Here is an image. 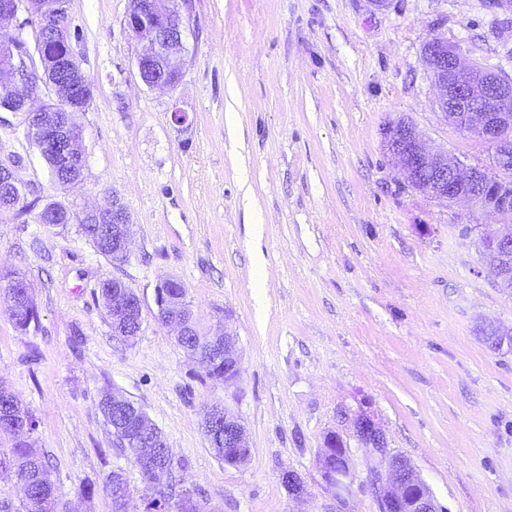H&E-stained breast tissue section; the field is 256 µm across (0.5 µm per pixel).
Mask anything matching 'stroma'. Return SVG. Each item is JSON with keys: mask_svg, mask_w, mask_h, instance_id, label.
Instances as JSON below:
<instances>
[{"mask_svg": "<svg viewBox=\"0 0 512 512\" xmlns=\"http://www.w3.org/2000/svg\"><path fill=\"white\" fill-rule=\"evenodd\" d=\"M192 4L183 77L157 90L137 72L130 0H67L71 47L93 84L80 183H52L22 114L0 112V160L19 159L28 198L74 214L116 198L133 224L115 263L76 224L0 210V268L26 280L39 314L22 331L0 302V385L32 413L59 499L112 512L111 472L144 486L98 406L114 387L162 431L183 488L216 512H336L317 454L341 430L338 412L362 406L448 512H512V349L490 350L481 335L512 324V294L470 230L496 221L409 187L382 137L402 118L488 164L487 144L438 114L421 49L439 35L512 76L506 12L485 0ZM113 277L143 306L129 343L97 298ZM170 279L202 325L234 333V394L202 384L159 319L155 291ZM224 401L249 434L238 467L214 456L201 426L204 407ZM287 471L302 498L284 486Z\"/></svg>", "mask_w": 512, "mask_h": 512, "instance_id": "obj_1", "label": "stroma"}]
</instances>
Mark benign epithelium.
<instances>
[{"label": "benign epithelium", "mask_w": 512, "mask_h": 512, "mask_svg": "<svg viewBox=\"0 0 512 512\" xmlns=\"http://www.w3.org/2000/svg\"><path fill=\"white\" fill-rule=\"evenodd\" d=\"M189 0H141L129 10L126 25L144 42L143 52L136 64L142 82L149 88L166 89L177 84L183 72L174 61L185 51L184 32L189 26ZM44 24L56 39L70 41L66 25V2L46 0ZM22 0H0V28L14 38V45L23 49L19 59L31 60L26 37L28 20L20 19ZM41 68L68 66L76 61L74 56L54 61L45 54L42 44H37ZM167 59L162 74L154 73L160 58ZM422 61L428 71L436 95L434 105L445 122L478 136L491 151L489 167L464 164L448 151L434 147L412 123L398 120L390 123L384 132V149L391 165L408 186L449 204H464L478 209L488 217H497L502 224L481 236V253L494 279L507 286V262L512 258V82L503 79L496 71L477 66L463 49L448 43L438 35L430 37L422 47ZM0 83L12 86L20 104L15 111L25 114L26 131L43 133V146L57 152L65 169H85L87 156L82 141L75 140L70 132L68 117L60 111L58 100L68 99L81 109L91 101L87 85L78 82L69 87L55 85L48 88L51 100L38 106L33 103L35 79L22 78L12 58L0 62ZM105 217L112 222V261H122L129 251L132 222L126 207L117 199L107 207H94L82 215H65V220L81 222L87 217ZM175 281L168 280L157 288L155 304L159 318L174 327L176 338L188 334L189 325L183 312L190 306H173L166 292ZM112 335L122 338L132 332L138 336L143 323L140 298H130L121 293L112 298ZM224 337V391L237 387L242 372V361L234 334L227 330L214 332ZM350 435L331 431L323 439V448L317 456L322 479L343 507L358 493L369 494L376 512H446L432 489L422 479L412 464L401 461L400 454L388 448L384 430L374 417L364 409L348 416ZM207 429L224 426V454L226 464L239 465L243 455L250 453L246 427L230 407L219 409L209 406L203 415ZM157 427L142 414L138 435L130 439L133 462L143 477L155 475L154 449L138 448L139 436H153ZM368 451L363 468L353 459L350 441ZM350 458L347 472L334 471L330 458L333 453Z\"/></svg>", "instance_id": "obj_1"}]
</instances>
